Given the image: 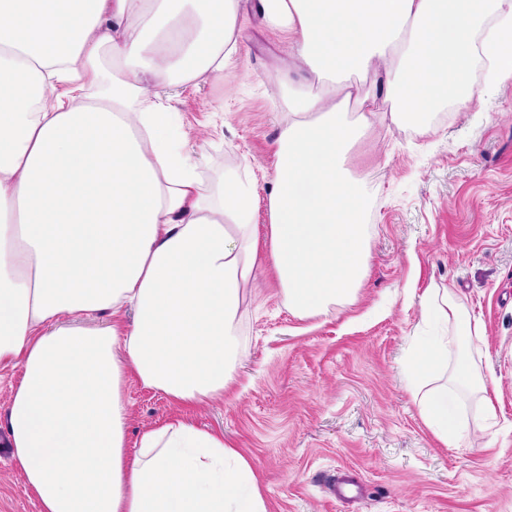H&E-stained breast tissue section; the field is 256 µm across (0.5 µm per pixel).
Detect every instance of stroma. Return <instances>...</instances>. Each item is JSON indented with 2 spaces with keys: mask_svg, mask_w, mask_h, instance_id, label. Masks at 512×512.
<instances>
[{
  "mask_svg": "<svg viewBox=\"0 0 512 512\" xmlns=\"http://www.w3.org/2000/svg\"><path fill=\"white\" fill-rule=\"evenodd\" d=\"M238 43L221 77L161 95L179 112L206 179L249 165L252 221L262 227L289 85L305 72L260 0H240ZM472 79L481 102L440 106L429 134L387 121L349 151L369 228L355 297L328 316L302 318L258 265L239 311L238 382L185 412L240 448L268 512H512V75L490 85L476 68ZM434 286L480 329L469 343L449 344V364L468 356L487 383L482 394L457 392L465 430L454 448L426 426L405 378L412 342L450 332L422 315L420 299ZM17 379L0 375V512H39L5 445ZM125 397L132 450L143 430L177 411L133 377ZM487 400L499 430L489 448L480 431ZM347 468L362 483L352 502L327 490Z\"/></svg>",
  "mask_w": 512,
  "mask_h": 512,
  "instance_id": "stroma-1",
  "label": "stroma"
}]
</instances>
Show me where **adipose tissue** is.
Returning a JSON list of instances; mask_svg holds the SVG:
<instances>
[{
	"label": "adipose tissue",
	"instance_id": "obj_1",
	"mask_svg": "<svg viewBox=\"0 0 512 512\" xmlns=\"http://www.w3.org/2000/svg\"><path fill=\"white\" fill-rule=\"evenodd\" d=\"M239 0H0V371L7 431L40 512H267L253 469L223 434L174 417L127 448V375L193 406L234 382L237 320L257 261L300 317L350 300L367 266L365 192L346 152L380 119L459 106L512 72V0H261L311 75L288 97L270 224L237 171L204 183L165 88L223 74ZM110 49L115 74L98 60ZM382 79L366 88L368 75ZM424 317L477 333L447 290ZM132 322H124L125 309ZM108 310L105 329L56 325ZM448 343L411 345L409 387L448 447L458 402L431 377Z\"/></svg>",
	"mask_w": 512,
	"mask_h": 512
}]
</instances>
